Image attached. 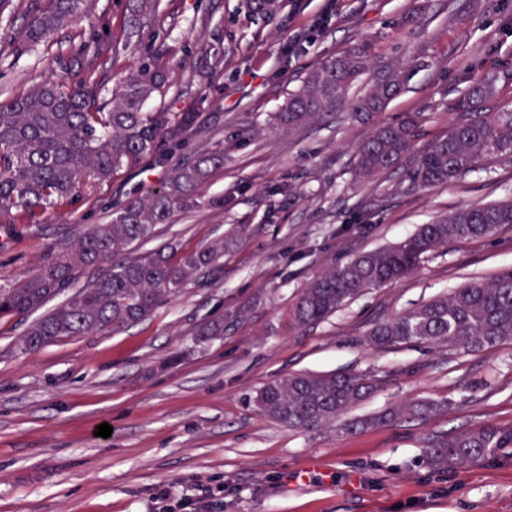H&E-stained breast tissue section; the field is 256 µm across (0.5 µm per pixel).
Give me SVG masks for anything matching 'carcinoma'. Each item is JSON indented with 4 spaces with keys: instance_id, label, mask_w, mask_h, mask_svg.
Masks as SVG:
<instances>
[{
    "instance_id": "1",
    "label": "carcinoma",
    "mask_w": 512,
    "mask_h": 512,
    "mask_svg": "<svg viewBox=\"0 0 512 512\" xmlns=\"http://www.w3.org/2000/svg\"><path fill=\"white\" fill-rule=\"evenodd\" d=\"M159 0H127L125 27L131 34L156 17ZM263 18L275 15L280 0H245ZM22 25L30 44L49 42L76 22L87 0H32ZM367 46L312 69L302 88L288 96L275 119L295 126L325 110L366 70ZM410 68L393 71L372 85L356 105L378 112L405 85ZM164 72L143 58L100 100L94 82L44 81L27 92L0 100V219L6 224H41L53 206L71 202L81 188L112 181L123 167L155 155L163 142L180 143L194 129V112H147L146 103L161 92ZM494 91L488 78L473 81L457 108L470 111ZM419 116L379 127L357 152L356 175L370 179L394 169L414 147ZM512 161V108L479 113L457 123L422 150L415 170L424 188H436L488 159ZM224 167V151L200 154L173 164L166 182L134 194L112 212L107 224L91 226L71 247L58 249L40 270L8 287L0 286V318L40 309L74 287L84 269L106 264L97 280L77 289L59 306L33 320L24 344L40 348L66 338L119 330L145 320L164 299L177 295L201 273L216 269L224 249L245 231L235 225L225 236L191 252L167 244L141 256L129 251L150 238L157 225L200 206L224 208V195L202 198L198 190ZM512 224V201L457 209L421 225L395 245L358 253L314 275L301 289L293 319L306 327L322 321L367 291L398 282L421 261L450 241L475 240ZM201 339L224 335V320L202 323ZM377 351L417 343L444 345L460 357L485 349L512 348V269L488 283L471 282L421 303L368 333ZM382 379L367 372H297L264 384L254 398L270 420L295 430L355 431L397 419L427 418L443 412L435 399L408 400L363 420H342L355 405L376 392ZM512 448V428L480 425L440 435L427 443L423 461L432 472L464 469Z\"/></svg>"
}]
</instances>
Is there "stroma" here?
Listing matches in <instances>:
<instances>
[{
    "label": "stroma",
    "mask_w": 512,
    "mask_h": 512,
    "mask_svg": "<svg viewBox=\"0 0 512 512\" xmlns=\"http://www.w3.org/2000/svg\"><path fill=\"white\" fill-rule=\"evenodd\" d=\"M125 5L91 0L48 46L26 44L0 22V98L59 75L108 95L155 55L167 85L148 111L197 113L196 133L175 156L223 150V169L201 192L230 202L158 225L135 253L170 242L192 250L236 224L247 232L218 269L134 326L30 350V316L0 319V512H167L166 502L185 496L206 497L207 512H512V448L460 471L434 474L422 462L436 435L512 427V349L452 357L443 347L374 353L366 344L375 323L511 267L512 226L449 244L316 325L292 319L300 289L332 263L455 209L512 200V162L500 159L435 189L412 179L417 149L463 119L455 104L473 80L499 77L482 111L512 108V0H281L267 19L243 0H161L155 24L131 45ZM100 41L110 59L87 70L79 50ZM365 42L371 68L348 91L300 125L274 124L314 67ZM414 59L420 68L382 111L355 114L372 83ZM413 114L416 150L390 172L356 178V147ZM169 172L148 157L51 208L45 223L0 227V284L33 275L82 226L106 223ZM217 316L223 337L197 342L199 325ZM349 370L387 378L352 416L416 397L450 406L336 434L288 429L254 404L274 378ZM103 423L113 428L106 439L95 434Z\"/></svg>",
    "instance_id": "obj_1"
}]
</instances>
